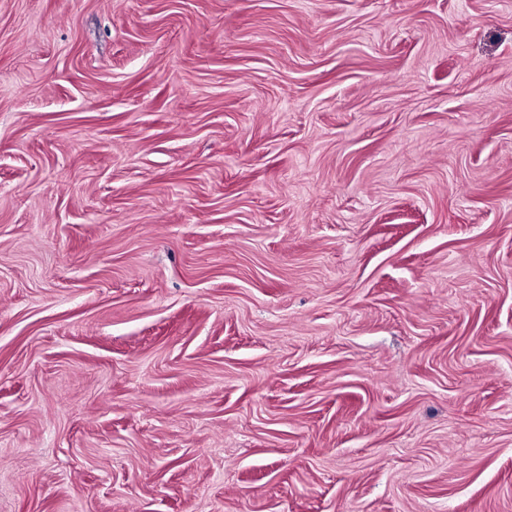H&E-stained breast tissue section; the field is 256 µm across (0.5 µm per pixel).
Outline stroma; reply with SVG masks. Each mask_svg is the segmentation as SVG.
Wrapping results in <instances>:
<instances>
[{
	"label": "stroma",
	"mask_w": 512,
	"mask_h": 512,
	"mask_svg": "<svg viewBox=\"0 0 512 512\" xmlns=\"http://www.w3.org/2000/svg\"><path fill=\"white\" fill-rule=\"evenodd\" d=\"M0 512H512V0H0Z\"/></svg>",
	"instance_id": "stroma-1"
}]
</instances>
